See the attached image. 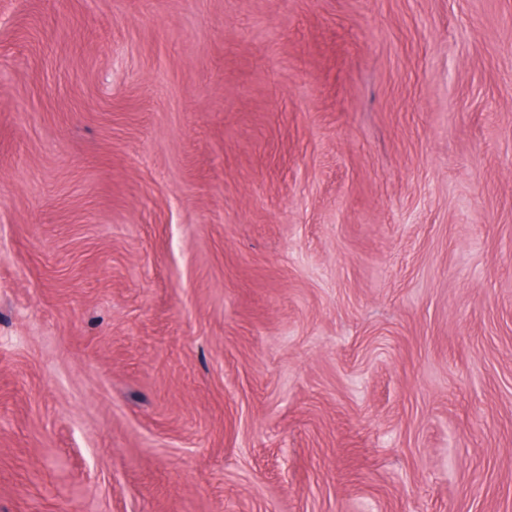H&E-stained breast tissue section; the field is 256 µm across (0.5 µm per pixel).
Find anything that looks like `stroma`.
Here are the masks:
<instances>
[{"instance_id":"35a3bbf8","label":"stroma","mask_w":512,"mask_h":512,"mask_svg":"<svg viewBox=\"0 0 512 512\" xmlns=\"http://www.w3.org/2000/svg\"><path fill=\"white\" fill-rule=\"evenodd\" d=\"M0 512H512V0H0Z\"/></svg>"}]
</instances>
